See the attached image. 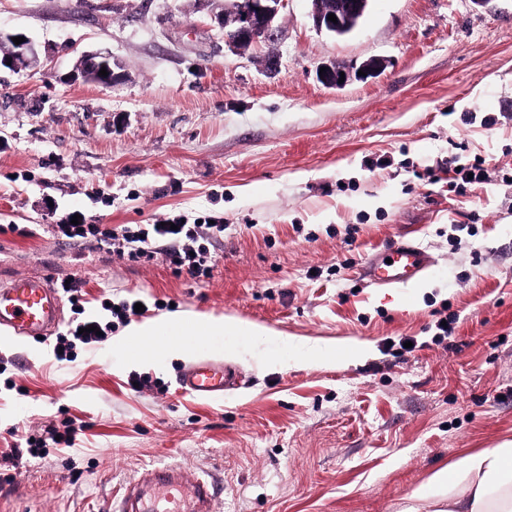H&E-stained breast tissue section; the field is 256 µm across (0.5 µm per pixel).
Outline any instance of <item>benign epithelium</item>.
Listing matches in <instances>:
<instances>
[{
  "instance_id": "7a95c632",
  "label": "benign epithelium",
  "mask_w": 512,
  "mask_h": 512,
  "mask_svg": "<svg viewBox=\"0 0 512 512\" xmlns=\"http://www.w3.org/2000/svg\"><path fill=\"white\" fill-rule=\"evenodd\" d=\"M311 17L314 27L332 36L353 31L361 16L369 10L372 0H310ZM288 0H226L224 10L216 16L219 27L224 34V44L240 49L258 43L272 44L281 34L279 17ZM335 14L336 21L328 20L329 14ZM10 51L0 57V68L21 70L31 65L35 57L30 41L18 45L12 43ZM106 69L108 76L99 75L100 69ZM345 75L344 82H339L340 75ZM73 78H81L101 86H112L126 80L127 73L117 69L112 56L101 52L84 54L79 60ZM350 80V72L334 63L326 65L321 82L329 88H342Z\"/></svg>"
}]
</instances>
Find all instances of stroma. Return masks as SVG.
Returning a JSON list of instances; mask_svg holds the SVG:
<instances>
[{
    "label": "stroma",
    "instance_id": "35a3bbf8",
    "mask_svg": "<svg viewBox=\"0 0 512 512\" xmlns=\"http://www.w3.org/2000/svg\"><path fill=\"white\" fill-rule=\"evenodd\" d=\"M224 0H0V34L37 67L0 69V282L46 274L85 310L137 297L146 318L191 311L273 330L217 334L135 360L124 331L57 361L54 337L0 333V448L61 411L81 442L0 461V512H105L150 465L215 481L217 512H401L464 452L512 441V0H373L357 31H316L288 0L275 46L237 51ZM279 56L266 67L268 52ZM108 52L127 74L73 76ZM384 71L329 89L320 66ZM483 163L490 179L451 190ZM86 223L222 214L209 277L53 237ZM437 264L406 288L362 286L399 236ZM451 336L432 342L440 313ZM405 336L420 346L401 354ZM209 357L236 386L203 400L178 372ZM137 373L153 389L132 390ZM105 67L108 76H99V71ZM117 66L112 60V56L107 53H90L84 54L79 60L76 67L74 78H81L87 82H91L101 86H112L116 83L126 80L127 74L125 71L117 70Z\"/></svg>",
    "mask_w": 512,
    "mask_h": 512
}]
</instances>
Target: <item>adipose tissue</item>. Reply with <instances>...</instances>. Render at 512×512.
<instances>
[{"label": "adipose tissue", "mask_w": 512, "mask_h": 512, "mask_svg": "<svg viewBox=\"0 0 512 512\" xmlns=\"http://www.w3.org/2000/svg\"><path fill=\"white\" fill-rule=\"evenodd\" d=\"M196 324L199 335L234 333L270 339L271 330L233 318L195 313L175 314L131 324L127 333L151 340L157 330L177 329ZM435 506L437 512H512V441L494 448L464 453L459 459L435 472L428 484L414 492L404 512H421L422 504Z\"/></svg>", "instance_id": "ef3b65f1"}]
</instances>
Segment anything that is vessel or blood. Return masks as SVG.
I'll use <instances>...</instances> for the list:
<instances>
[{"instance_id": "obj_1", "label": "vessel or blood", "mask_w": 512, "mask_h": 512, "mask_svg": "<svg viewBox=\"0 0 512 512\" xmlns=\"http://www.w3.org/2000/svg\"><path fill=\"white\" fill-rule=\"evenodd\" d=\"M434 263L420 244L397 241L376 251L366 261L361 276L368 284L399 288L424 277ZM61 322V296L47 277H16L0 285V331L20 337L46 335ZM237 375L223 363L197 359L180 372V388L197 398H219L233 386ZM218 496L213 482L172 465L144 470L130 483L111 512H215Z\"/></svg>"}]
</instances>
